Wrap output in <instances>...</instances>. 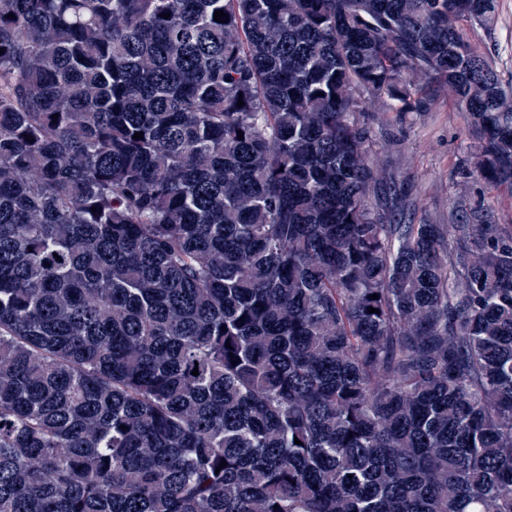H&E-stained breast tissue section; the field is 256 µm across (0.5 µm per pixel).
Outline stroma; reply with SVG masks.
<instances>
[{"mask_svg": "<svg viewBox=\"0 0 512 512\" xmlns=\"http://www.w3.org/2000/svg\"><path fill=\"white\" fill-rule=\"evenodd\" d=\"M479 51L492 61L500 81L512 85V0H500L498 20L488 30L473 32ZM464 113L458 112L448 98L435 100L430 111L399 122L396 113L381 112L374 124L378 148L376 164L392 174L394 182L408 191L411 223L444 224L448 215L460 204H481L491 210L499 223L512 225V196L486 182H469L466 199L457 196L461 177L458 167L467 152L463 136ZM396 140L397 153H389L384 145Z\"/></svg>", "mask_w": 512, "mask_h": 512, "instance_id": "stroma-1", "label": "stroma"}]
</instances>
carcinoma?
Here are the masks:
<instances>
[{
  "label": "carcinoma",
  "mask_w": 512,
  "mask_h": 512,
  "mask_svg": "<svg viewBox=\"0 0 512 512\" xmlns=\"http://www.w3.org/2000/svg\"><path fill=\"white\" fill-rule=\"evenodd\" d=\"M499 5L0 0V512H512V225L371 127L512 191ZM472 38L479 51L493 62L504 85H512V0H500L498 20L488 30L478 28ZM374 124L377 141L374 160L394 176L396 185L408 191L411 224H448V213L459 205L481 204L491 210L500 224L512 225V197L479 179H469L468 196L457 197L460 161L468 141L463 136L466 119L446 97L433 102L429 112L414 115L401 124L397 112H378ZM389 140L401 143L391 154L382 146Z\"/></svg>",
  "instance_id": "1"
}]
</instances>
